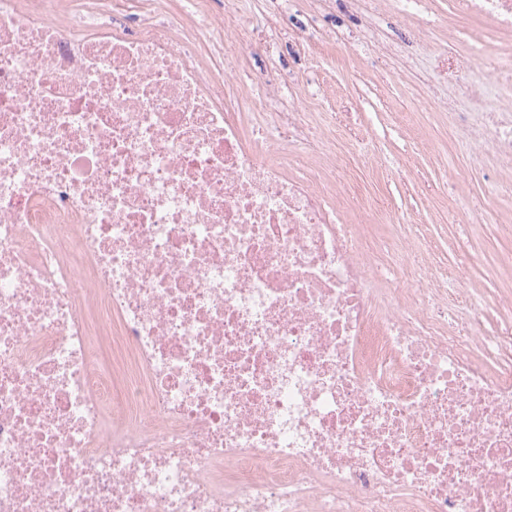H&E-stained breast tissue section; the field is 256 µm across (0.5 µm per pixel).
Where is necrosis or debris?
Listing matches in <instances>:
<instances>
[{"label": "necrosis or debris", "mask_w": 512, "mask_h": 512, "mask_svg": "<svg viewBox=\"0 0 512 512\" xmlns=\"http://www.w3.org/2000/svg\"><path fill=\"white\" fill-rule=\"evenodd\" d=\"M139 24L130 28L128 11ZM462 58L512 36V0ZM224 0H0V512H512V295L364 245ZM509 173L512 115L457 112Z\"/></svg>", "instance_id": "necrosis-or-debris-1"}]
</instances>
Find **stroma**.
<instances>
[{"mask_svg": "<svg viewBox=\"0 0 512 512\" xmlns=\"http://www.w3.org/2000/svg\"><path fill=\"white\" fill-rule=\"evenodd\" d=\"M433 4L438 18L431 29L380 13L382 35L404 50L390 66L363 37L366 17L331 7L314 18L306 0H295L289 19L294 33L313 24L344 33L345 42L320 44L305 58L287 50L275 65L257 53L246 66L263 77L253 87L258 96L278 70L307 81L310 92L296 105L324 128L327 152L345 161L352 206L375 214L386 210L421 225L436 246L437 264L452 269L460 255H468L463 283L488 294L499 286L497 255L504 243L494 219L512 211V196L492 191L499 160L488 152L473 156L472 139L451 130L449 112L468 110L462 94L467 87L500 111L508 95L487 85L505 58L492 43L477 63L441 64L448 51V4Z\"/></svg>", "mask_w": 512, "mask_h": 512, "instance_id": "obj_1", "label": "stroma"}]
</instances>
